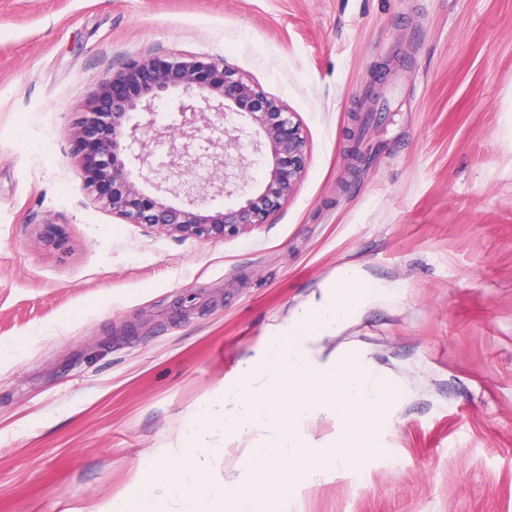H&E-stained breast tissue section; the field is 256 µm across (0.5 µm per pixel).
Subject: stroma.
Masks as SVG:
<instances>
[{
	"mask_svg": "<svg viewBox=\"0 0 512 512\" xmlns=\"http://www.w3.org/2000/svg\"><path fill=\"white\" fill-rule=\"evenodd\" d=\"M221 59L295 112L268 224L200 242L85 189L71 134L131 58ZM346 264L340 339L399 406L294 512H512V0H0V512H98Z\"/></svg>",
	"mask_w": 512,
	"mask_h": 512,
	"instance_id": "stroma-1",
	"label": "stroma"
}]
</instances>
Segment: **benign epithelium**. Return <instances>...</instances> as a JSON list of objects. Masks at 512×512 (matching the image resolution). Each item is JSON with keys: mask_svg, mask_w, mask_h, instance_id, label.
<instances>
[{"mask_svg": "<svg viewBox=\"0 0 512 512\" xmlns=\"http://www.w3.org/2000/svg\"><path fill=\"white\" fill-rule=\"evenodd\" d=\"M175 91L169 104L180 120L166 136L155 102ZM73 141L84 184L102 208L197 241L268 223L304 177L308 151L294 113L235 68L198 58L124 63L98 81ZM253 155L264 159L265 174L247 191L240 180ZM200 166L204 178L194 176ZM235 193L234 206L207 207L209 196Z\"/></svg>", "mask_w": 512, "mask_h": 512, "instance_id": "7a95c632", "label": "benign epithelium"}]
</instances>
